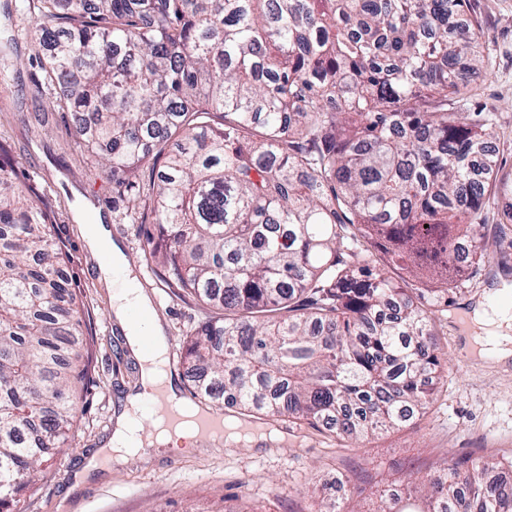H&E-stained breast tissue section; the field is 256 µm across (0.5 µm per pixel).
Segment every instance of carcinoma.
<instances>
[{"instance_id": "1", "label": "carcinoma", "mask_w": 512, "mask_h": 512, "mask_svg": "<svg viewBox=\"0 0 512 512\" xmlns=\"http://www.w3.org/2000/svg\"><path fill=\"white\" fill-rule=\"evenodd\" d=\"M38 46L77 136L131 190L156 173L161 279L224 309L187 341L197 396L359 439L415 420L443 370L420 295L350 261L371 238L448 294L461 229L512 197L470 0H39ZM466 263L487 256L469 235ZM48 212L0 167V507L47 480L91 358ZM512 457L448 460L428 512H512Z\"/></svg>"}]
</instances>
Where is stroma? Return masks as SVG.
I'll list each match as a JSON object with an SVG mask.
<instances>
[{
    "label": "stroma",
    "instance_id": "obj_1",
    "mask_svg": "<svg viewBox=\"0 0 512 512\" xmlns=\"http://www.w3.org/2000/svg\"><path fill=\"white\" fill-rule=\"evenodd\" d=\"M493 53L487 69L472 73L477 101L493 107L500 170L512 173V0H471ZM37 0H0V42L13 68L0 82V164L33 200L52 212L55 233L70 256L82 301L84 338L93 339L92 372L79 406L78 426L49 462L39 493L23 497L12 512H375L385 493L406 490L417 478L440 475L451 458L476 461L512 456V358L480 359L470 350L465 318L480 308L512 312V224L484 231L488 255L480 271L464 268L447 299L426 296L434 314L433 343L448 356L445 377L434 383L433 401L411 425L358 443L304 422L251 419L275 431V440H208L198 451L153 447L107 471L82 475L103 448L126 399L140 389V368L112 314L110 294L73 218L85 199L111 229L128 266L149 294L168 344L183 350L189 336L220 309L164 287L148 254L139 221L151 218L148 177L136 188V205L112 188V176L84 151L69 114L55 104L58 92L44 82L37 46ZM360 258L384 268L401 288H423L413 266L390 259L372 241L360 240Z\"/></svg>",
    "mask_w": 512,
    "mask_h": 512
}]
</instances>
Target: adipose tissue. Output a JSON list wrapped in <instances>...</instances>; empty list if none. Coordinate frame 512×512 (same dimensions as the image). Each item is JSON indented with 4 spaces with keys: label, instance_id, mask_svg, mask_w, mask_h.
I'll list each match as a JSON object with an SVG mask.
<instances>
[{
    "label": "adipose tissue",
    "instance_id": "1",
    "mask_svg": "<svg viewBox=\"0 0 512 512\" xmlns=\"http://www.w3.org/2000/svg\"><path fill=\"white\" fill-rule=\"evenodd\" d=\"M80 231L92 257L98 258V275L101 281L112 286V312L125 333L127 343L137 353L140 361V393L129 397L127 408L120 416L118 424L106 448L100 449L86 465L87 471H97L114 464H121L129 457L138 455L146 445L161 444L169 447L196 445L200 436L194 419L201 409L194 404L184 407L185 421L177 428H170L163 419H155L150 427H143L139 415L143 409L146 393L158 388L165 389L169 400H177L173 375L168 366V340L158 321H150L144 329L130 324L133 310H147L151 300L137 278L132 275L122 253L112 247L110 228L103 223H85L84 213H77ZM474 324L491 328V343L488 356L496 360L512 357V317L507 313L484 308L472 315Z\"/></svg>",
    "mask_w": 512,
    "mask_h": 512
}]
</instances>
